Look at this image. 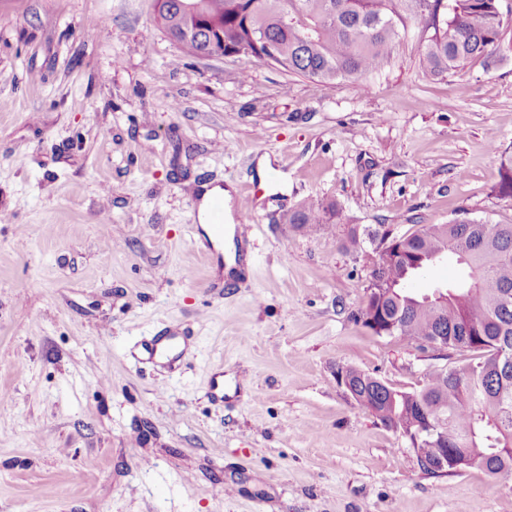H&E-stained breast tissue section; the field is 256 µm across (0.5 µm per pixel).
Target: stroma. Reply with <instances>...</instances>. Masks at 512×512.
Here are the masks:
<instances>
[{"instance_id": "stroma-1", "label": "stroma", "mask_w": 512, "mask_h": 512, "mask_svg": "<svg viewBox=\"0 0 512 512\" xmlns=\"http://www.w3.org/2000/svg\"><path fill=\"white\" fill-rule=\"evenodd\" d=\"M419 37L329 87L192 56L152 0H0V512H512V478L424 473L336 382L435 367L357 322L373 247L348 227L512 224L488 148L512 146V49L433 78ZM210 182L259 194L228 285L198 246ZM305 201L341 226L294 232ZM169 333L179 364L141 361Z\"/></svg>"}]
</instances>
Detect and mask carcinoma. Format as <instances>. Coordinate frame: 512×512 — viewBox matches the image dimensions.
<instances>
[{"label":"carcinoma","instance_id":"1","mask_svg":"<svg viewBox=\"0 0 512 512\" xmlns=\"http://www.w3.org/2000/svg\"><path fill=\"white\" fill-rule=\"evenodd\" d=\"M198 14L180 10L177 0H153V22L177 44L194 50L224 47L263 62L274 48V66L326 85L358 80L384 68L393 57L400 31L411 20L429 36L421 55L428 72L443 78L473 60L486 67L504 47L505 25L499 0H194ZM497 189L512 198V146H494ZM342 216L335 202L302 203L288 214L300 233L333 228ZM392 234L391 229L361 237L348 230L351 245ZM371 277L385 292L363 298L356 320L378 334L364 317L393 320L396 336L421 348L425 341L448 345L463 365L426 374L424 385L405 397L389 398L378 377L349 368L365 398L363 408L400 435L416 422L433 423L427 458L443 450H466L475 467L491 477L512 474V224L456 218L421 224L404 239L373 249ZM453 256L460 278L446 288L418 296L409 280L443 257Z\"/></svg>","mask_w":512,"mask_h":512}]
</instances>
